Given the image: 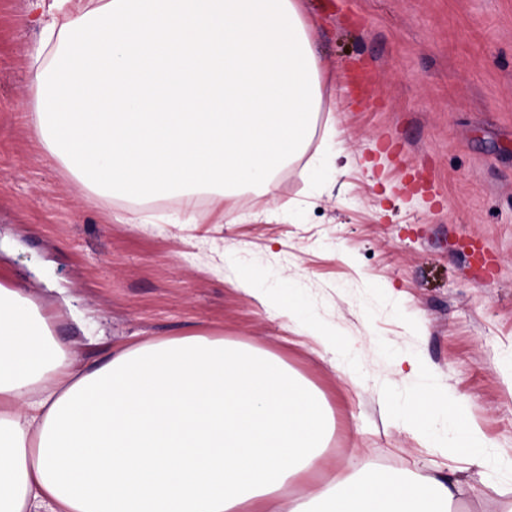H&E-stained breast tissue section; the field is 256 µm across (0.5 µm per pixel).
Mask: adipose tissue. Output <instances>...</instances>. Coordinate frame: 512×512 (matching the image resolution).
<instances>
[{"label":"adipose tissue","instance_id":"1","mask_svg":"<svg viewBox=\"0 0 512 512\" xmlns=\"http://www.w3.org/2000/svg\"><path fill=\"white\" fill-rule=\"evenodd\" d=\"M32 131L82 186L137 205L197 197L209 221L270 195L322 107L299 0H34ZM451 396L397 426L454 451L483 488L504 462ZM446 419L444 434L430 428ZM323 394L277 354L195 334L76 363L51 319L0 278V512H456L469 482L351 469L327 456ZM311 496L285 497L316 471Z\"/></svg>","mask_w":512,"mask_h":512}]
</instances>
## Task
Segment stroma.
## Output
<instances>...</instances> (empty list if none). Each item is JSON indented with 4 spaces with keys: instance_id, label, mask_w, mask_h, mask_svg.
I'll use <instances>...</instances> for the list:
<instances>
[{
    "instance_id": "stroma-1",
    "label": "stroma",
    "mask_w": 512,
    "mask_h": 512,
    "mask_svg": "<svg viewBox=\"0 0 512 512\" xmlns=\"http://www.w3.org/2000/svg\"><path fill=\"white\" fill-rule=\"evenodd\" d=\"M324 63L310 185L240 195L222 224H174L74 184L32 134L30 0H0V273L82 364L190 334L273 352L331 407L333 454L431 476L453 462L394 416L423 384L466 401L512 459V0H303ZM293 296L294 317L239 285ZM332 330L335 352L307 332ZM363 348L361 385L345 346ZM413 355L428 377H403Z\"/></svg>"
}]
</instances>
